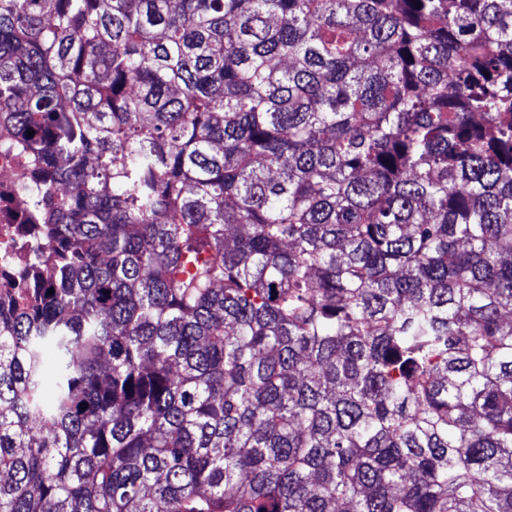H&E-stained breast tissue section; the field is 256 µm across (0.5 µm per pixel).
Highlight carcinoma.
Returning <instances> with one entry per match:
<instances>
[{"instance_id":"obj_1","label":"carcinoma","mask_w":512,"mask_h":512,"mask_svg":"<svg viewBox=\"0 0 512 512\" xmlns=\"http://www.w3.org/2000/svg\"><path fill=\"white\" fill-rule=\"evenodd\" d=\"M0 130V512H512V0H0ZM19 159L0 147V296H17L20 271L26 264L33 244L30 225L17 224L24 204L25 183ZM22 242L23 251L19 243Z\"/></svg>"}]
</instances>
